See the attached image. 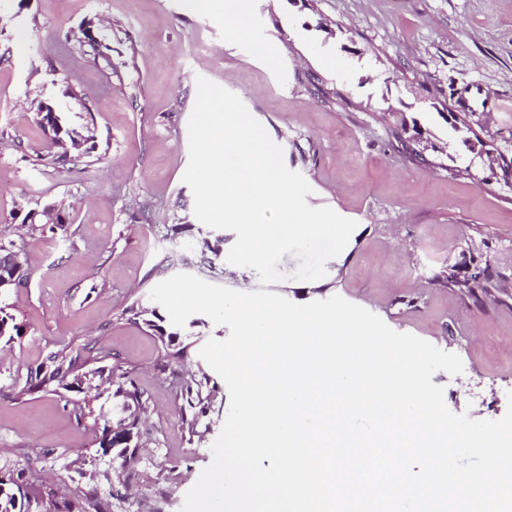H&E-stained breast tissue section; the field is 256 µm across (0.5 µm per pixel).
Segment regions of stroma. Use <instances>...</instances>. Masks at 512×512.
Here are the masks:
<instances>
[{
    "label": "stroma",
    "instance_id": "obj_1",
    "mask_svg": "<svg viewBox=\"0 0 512 512\" xmlns=\"http://www.w3.org/2000/svg\"><path fill=\"white\" fill-rule=\"evenodd\" d=\"M191 11L185 0H0V239L14 241L30 273L0 297L22 336L0 342V466L30 464L58 498L99 512H179L213 460L229 410L223 379L198 352L229 329L195 315L180 328L191 365L214 393L194 417L177 389L180 367L144 325L118 320L133 303L153 307L154 268L168 252L181 273L234 290L258 289L255 270L209 261L173 238L192 224L184 183L196 79L237 94L283 149L286 166L357 227L316 281L287 280L271 292L304 304L338 295L390 328L458 353L461 374L434 384L456 414L497 420L512 392V0H224ZM242 11L247 30L225 14ZM109 46L58 55L55 43L81 25ZM82 91L84 105L67 97ZM34 100L59 105L73 127L92 123L96 149L81 162L44 159ZM470 131L454 134L446 113ZM422 126L440 150L420 160L401 122ZM54 204L68 222L19 238L28 211ZM470 257L487 263L498 302L464 300L431 278ZM70 339L112 354L151 401L149 441L131 494H112L111 457L98 455L95 382L81 390L19 396L30 368ZM83 407L76 419L73 407ZM197 419V434L187 422Z\"/></svg>",
    "mask_w": 512,
    "mask_h": 512
}]
</instances>
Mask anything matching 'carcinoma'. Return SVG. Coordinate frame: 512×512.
<instances>
[{"mask_svg":"<svg viewBox=\"0 0 512 512\" xmlns=\"http://www.w3.org/2000/svg\"><path fill=\"white\" fill-rule=\"evenodd\" d=\"M86 45H97V39L87 30L81 29L69 33L64 40L58 42L56 51L60 54H69L75 48ZM42 104L41 100L36 102V120L43 132L49 135L48 155L52 160L66 161L73 156L78 158L90 154L96 148L94 144L88 145L91 137L67 124L64 113L43 112ZM198 244L216 259L224 254L222 233L210 232L200 237ZM491 279L489 267L477 265L474 267V273L466 281L457 280L452 272L444 271L436 276L433 282L451 285L475 298L477 292L484 293L491 287ZM121 316L134 323H143L168 346L173 345L177 338V334L167 331L157 323L160 316L154 310L131 306L123 310ZM15 335H21V326L15 323L13 315L0 307V340L9 343ZM109 357L110 352L102 347L94 349L87 344H77L71 340L49 352L41 363L30 370L25 385L16 392V395L47 391L53 386H60L66 390L79 389L84 379L90 375L97 376L102 382L112 386V398L115 405L122 410L123 417L115 421L102 416L97 418L101 429L99 445L105 451L113 448L120 454L121 468L115 472V483L128 491L132 473L140 462V444L145 428V415L149 410V399L134 379L125 373H108L103 366L88 372L83 371V367L90 362L99 363ZM178 386L182 398L188 407L194 410L193 418L188 423L189 431L194 435L197 433L198 418L207 415L212 408L211 391L204 390L203 383L194 374L181 376ZM41 495L42 489L26 479V469L5 470L0 467V512H23L18 508L17 497L21 496L29 502Z\"/></svg>","mask_w":512,"mask_h":512,"instance_id":"cac0c4a2","label":"carcinoma"}]
</instances>
